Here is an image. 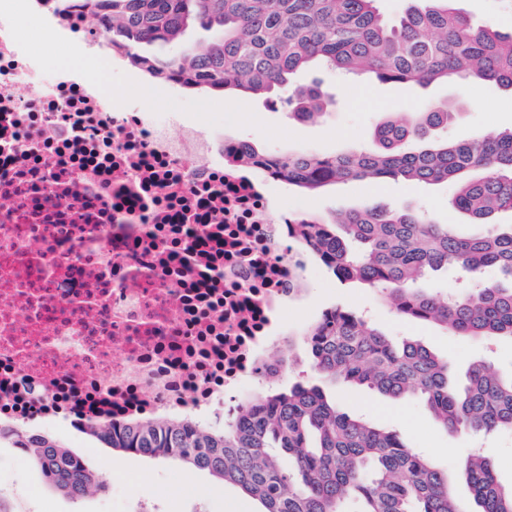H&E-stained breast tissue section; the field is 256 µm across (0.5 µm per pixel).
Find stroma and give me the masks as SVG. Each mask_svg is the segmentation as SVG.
<instances>
[{"mask_svg":"<svg viewBox=\"0 0 512 512\" xmlns=\"http://www.w3.org/2000/svg\"><path fill=\"white\" fill-rule=\"evenodd\" d=\"M455 7L476 23H492L501 32L512 31V0H456ZM320 81L333 103L326 114L313 121H299L288 115L278 96H247L237 91L224 95L225 101L250 106L262 121L290 132L287 140H267L251 127H225L228 138L245 139L264 152L293 153L309 149L336 155L375 146L374 118H367L360 137L322 143V135L341 126L346 119L347 96L344 85H367L383 94H412L425 100L458 104L459 114L444 135L462 140L476 132L498 133L512 128V91L479 80L454 79L420 87L384 82L372 73L325 74L312 69L299 73L295 85ZM453 188L448 184H424L397 180L329 185L305 191L288 184L276 190L277 202L289 210L314 218H328L336 211L365 204H390L421 212L432 221L454 223L464 235L480 234L484 225L471 223L459 212L449 210ZM306 290L298 302L288 307V330L299 333L313 324L327 309L342 306L361 314L374 327L397 339L419 341L447 360L457 381H464L470 363L489 357L502 375L512 374V340L488 341L447 333L435 323H420L396 315L378 289L365 285H343L321 263L309 260L304 272ZM311 355L304 345L291 352V364L277 376L248 384L239 393L243 399H258L288 390L298 382H315ZM329 393L350 415L378 427L396 429L404 441L439 467L447 466L478 448L494 464L503 484L512 483V434L477 437L466 432L444 430L423 402L416 398L394 400L365 387L330 386ZM49 434L80 455L90 470L105 480V491L72 499L47 484L29 464L12 440H0V483L10 487V501L16 512H42L52 504L55 512H261L258 501L246 499L242 491L224 484L207 472L190 470L177 462L126 454L108 448L89 433L72 426H52Z\"/></svg>","mask_w":512,"mask_h":512,"instance_id":"stroma-1","label":"stroma"}]
</instances>
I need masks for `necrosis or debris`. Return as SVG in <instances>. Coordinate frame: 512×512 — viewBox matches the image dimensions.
<instances>
[{"instance_id": "4bbe7bcc", "label": "necrosis or debris", "mask_w": 512, "mask_h": 512, "mask_svg": "<svg viewBox=\"0 0 512 512\" xmlns=\"http://www.w3.org/2000/svg\"><path fill=\"white\" fill-rule=\"evenodd\" d=\"M60 7L86 53L127 64L86 29L91 0ZM240 151L82 76L43 82L0 19V424L232 410L308 260L272 164Z\"/></svg>"}]
</instances>
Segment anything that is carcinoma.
<instances>
[{"mask_svg": "<svg viewBox=\"0 0 512 512\" xmlns=\"http://www.w3.org/2000/svg\"><path fill=\"white\" fill-rule=\"evenodd\" d=\"M378 0H106L90 16L95 29L131 58L159 72L176 69L202 89L266 95L291 85L297 73L320 68L365 69L386 82L429 85L452 77L494 82L512 90V34L476 24L453 0H417L395 26ZM196 29L207 40L174 55ZM289 114L311 121L331 105L315 83L286 97ZM457 116L428 101L410 117L388 112L375 126V150L323 156L276 154L275 171L306 191L336 182L416 180L452 183L449 208L478 224L512 212V130L448 141L434 137ZM299 248L313 254L342 283L387 293L403 317L433 320L460 336L512 339V284L481 280L495 267L512 281V224L462 238L452 224L386 205H364L334 223L306 217L293 230ZM455 268L474 287L448 299L415 288L426 272ZM314 369L330 382L365 385L393 399L422 395L445 430L512 431V375L473 364L459 386L448 362L418 341L395 344L361 315L341 307L323 312L305 332ZM91 435L123 452L163 457L237 486L264 512H512V487L497 480L479 455L460 466L474 508L458 501L448 472L407 447L398 432L343 412L318 384L299 382L239 404L222 424L194 417L104 421ZM42 478L72 499L105 488L84 459L24 426L0 428Z\"/></svg>", "mask_w": 512, "mask_h": 512, "instance_id": "1", "label": "carcinoma"}]
</instances>
